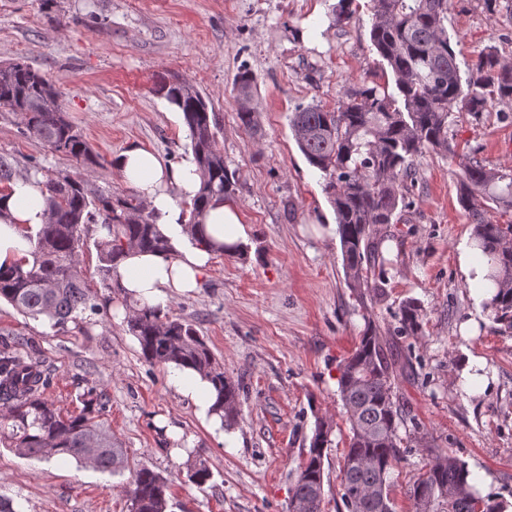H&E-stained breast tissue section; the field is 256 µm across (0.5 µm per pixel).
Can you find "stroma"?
<instances>
[{
  "label": "stroma",
  "instance_id": "35a3bbf8",
  "mask_svg": "<svg viewBox=\"0 0 512 512\" xmlns=\"http://www.w3.org/2000/svg\"><path fill=\"white\" fill-rule=\"evenodd\" d=\"M337 0H0V63L21 61L52 80L103 166L85 171L97 189L124 188L113 165L130 147L180 163L191 154L182 117L158 88L182 81L216 113L218 146L236 174L233 198L245 226L246 258L213 256L195 291L173 294L167 309L193 323L241 385L239 415L226 435L175 386L169 368L149 365L120 312L127 295L104 288L89 232L79 256L98 291L99 314L81 326L45 320L0 303V346L36 349L51 373L45 398L62 412L82 408L89 388L105 390L99 420L130 468L145 465L170 483L168 512H288L297 471L316 419L332 420L325 463L324 512H348L340 467L349 424L338 392V365L358 343L363 311L347 288L325 180L299 150L288 117L314 101L334 108L360 80L392 82L369 36L370 0L352 18L332 22ZM448 32L458 61L493 47L512 64V17L489 14L483 0H450ZM257 78L259 134L238 120L234 78L241 64ZM507 103L484 112L453 111L448 128L487 165L512 166ZM49 172H75L23 133L19 114L0 107V155ZM418 182L382 250L386 295L371 313L391 346L398 395L410 419L407 458L392 479L396 512H409L407 490L427 469L432 448L465 461L476 489L512 495V335L499 333L470 288L459 257L473 230L456 195V167L416 157ZM408 299L425 316L417 335L400 336L396 314ZM202 462L211 479L188 478ZM115 476L73 460L18 456L0 446V497L15 512H128Z\"/></svg>",
  "mask_w": 512,
  "mask_h": 512
}]
</instances>
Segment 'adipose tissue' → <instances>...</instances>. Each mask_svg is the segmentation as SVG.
Wrapping results in <instances>:
<instances>
[{
  "label": "adipose tissue",
  "mask_w": 512,
  "mask_h": 512,
  "mask_svg": "<svg viewBox=\"0 0 512 512\" xmlns=\"http://www.w3.org/2000/svg\"><path fill=\"white\" fill-rule=\"evenodd\" d=\"M114 165L125 182L158 213L157 228L175 247L169 256L127 252L119 263L121 284L141 303L166 307L171 293L199 288L213 247L243 242L245 230L239 210L230 201L209 206L202 220L206 246L186 243L175 198H191L199 190L193 160L173 165L152 151L132 147L118 155ZM45 221V207L36 184L19 180L0 193V269H12L27 258L29 243L23 232L38 229Z\"/></svg>",
  "instance_id": "ef3b65f1"
}]
</instances>
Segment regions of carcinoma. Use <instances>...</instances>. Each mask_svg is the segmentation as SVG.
<instances>
[{
    "instance_id": "carcinoma-1",
    "label": "carcinoma",
    "mask_w": 512,
    "mask_h": 512,
    "mask_svg": "<svg viewBox=\"0 0 512 512\" xmlns=\"http://www.w3.org/2000/svg\"><path fill=\"white\" fill-rule=\"evenodd\" d=\"M449 0H371L370 41L392 72L395 91L360 81L342 92L333 109L318 102L300 105L289 116L294 138L308 163L326 179L325 190L336 214L345 282L366 310L365 329L351 354L339 365L338 389L349 423L341 469L342 499L349 512H394L392 470L404 460L408 442L399 434L406 414L394 391L395 364L382 334L371 319L369 304L385 295L388 282L382 245L398 212L409 206L415 185V157L433 153L460 169L458 202L473 224L470 244L486 265L492 295L483 308L500 331L512 332V221L502 224L491 211L512 212V167H487L456 151L448 132V113L457 108L478 113L492 99L512 102V65L490 48L460 66L448 34ZM169 105L182 113L196 163L200 190L191 198L184 232L196 245L200 216L214 202L234 196L237 179L217 148L219 127L204 97L183 83L164 86ZM240 125L260 129L254 105L256 76L246 65L235 77ZM0 106L22 116L24 133L55 155L86 169L101 165L99 154L73 125L62 104V92L45 75L15 61L0 64ZM41 179L48 222L33 232L30 257L12 270H0V300L23 315L46 319L53 327L79 323L96 312V294L86 287L79 269L85 231L95 225L94 241L105 287L120 259L131 249L168 255L169 239L156 231L158 216L132 191L94 190L79 173L48 174L30 163L15 169L0 156V184L18 178ZM423 308L409 300L399 308V332L418 333ZM128 331L136 337L142 358L152 366L191 368L214 386L212 411L225 426L236 421L240 387L224 375L206 341L185 318L159 308L127 307ZM49 377L34 352L24 355L0 348V444L24 458L74 459L113 475L121 473L123 449L96 420L105 391L91 389L76 415L62 414L43 397ZM332 426L315 423L309 450L299 467L288 512H322L324 458ZM426 472L408 494L413 512H509L494 495L481 496L465 462L447 450L429 449ZM168 481L146 466L126 483L130 512H167Z\"/></svg>"
}]
</instances>
